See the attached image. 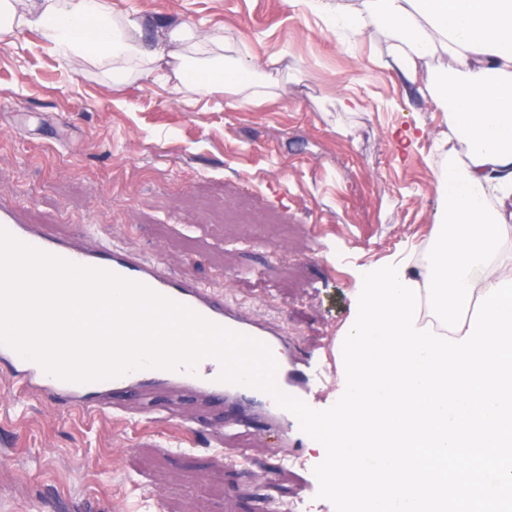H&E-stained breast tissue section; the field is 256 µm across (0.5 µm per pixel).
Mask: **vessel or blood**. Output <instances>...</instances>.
<instances>
[{
    "mask_svg": "<svg viewBox=\"0 0 512 512\" xmlns=\"http://www.w3.org/2000/svg\"><path fill=\"white\" fill-rule=\"evenodd\" d=\"M0 228L43 253L143 285L217 326L264 343L277 362L276 383L280 390L303 401L309 397L310 356L294 355L295 343L278 323L249 315L243 305L229 295L217 294L192 281L172 276L160 262L144 260L118 247H108L87 235L74 239L53 237L36 225L22 223L16 207L1 203ZM0 371L20 393L92 417L125 418V405L147 393H192L205 410L218 415V425L225 433L234 434L247 428L271 438L281 450L279 463L283 466L297 458L300 449L310 443L309 436L294 435L290 412L279 407L270 394L248 385L223 381L222 365L213 356L201 358L191 370L182 365L145 367L113 378L76 382L54 376L38 361L23 357L9 345L0 344Z\"/></svg>",
    "mask_w": 512,
    "mask_h": 512,
    "instance_id": "b4317fda",
    "label": "vessel or blood"
}]
</instances>
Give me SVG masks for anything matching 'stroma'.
I'll return each mask as SVG.
<instances>
[{
  "instance_id": "1",
  "label": "stroma",
  "mask_w": 512,
  "mask_h": 512,
  "mask_svg": "<svg viewBox=\"0 0 512 512\" xmlns=\"http://www.w3.org/2000/svg\"><path fill=\"white\" fill-rule=\"evenodd\" d=\"M113 13L172 19L232 37L247 55L297 64L279 97L252 104L185 95L155 77L116 85L76 68L27 30L0 41V200L60 237L84 232L281 322L328 370L309 405L335 402L338 329L362 272L427 243L438 207L435 142L447 112L378 63L369 30L342 40L300 0H109ZM361 112L335 110L336 93ZM424 136L399 145L394 132ZM153 421L102 418L17 395L0 380V512H258L318 498L309 449L278 471L260 437L207 427L191 397L156 394ZM275 469V468H274Z\"/></svg>"
}]
</instances>
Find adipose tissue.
Returning <instances> with one entry per match:
<instances>
[{"label": "adipose tissue", "instance_id": "adipose-tissue-1", "mask_svg": "<svg viewBox=\"0 0 512 512\" xmlns=\"http://www.w3.org/2000/svg\"><path fill=\"white\" fill-rule=\"evenodd\" d=\"M353 31L377 30L385 68L448 114V139L466 146L464 160L438 174L440 205L423 265L405 278L420 287L421 311L439 333L461 338L467 309L491 285L512 278V225L488 203L512 198V0H305ZM154 26L153 41L143 30ZM24 30L46 50L81 66L105 68L114 83L148 74L175 90L221 88L242 102L279 95L280 55L248 58L219 34L169 21L114 14L108 0H0V40ZM453 58L457 75L425 80L419 66Z\"/></svg>", "mask_w": 512, "mask_h": 512}]
</instances>
